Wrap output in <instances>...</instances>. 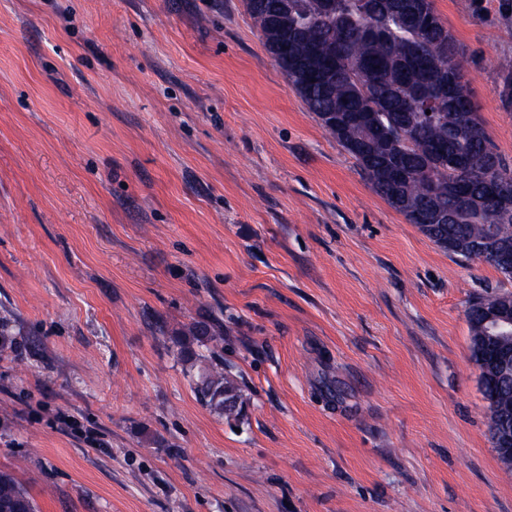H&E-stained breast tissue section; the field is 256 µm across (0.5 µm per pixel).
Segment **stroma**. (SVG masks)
<instances>
[{"label": "stroma", "mask_w": 512, "mask_h": 512, "mask_svg": "<svg viewBox=\"0 0 512 512\" xmlns=\"http://www.w3.org/2000/svg\"><path fill=\"white\" fill-rule=\"evenodd\" d=\"M512 164V0H434ZM243 0H0V470L37 512H512L467 309ZM201 347L245 402L203 404Z\"/></svg>", "instance_id": "1"}]
</instances>
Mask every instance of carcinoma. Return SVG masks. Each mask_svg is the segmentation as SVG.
I'll use <instances>...</instances> for the list:
<instances>
[{"mask_svg": "<svg viewBox=\"0 0 512 512\" xmlns=\"http://www.w3.org/2000/svg\"><path fill=\"white\" fill-rule=\"evenodd\" d=\"M244 0L264 49L289 86L355 159L371 188L438 246L472 258L493 227L512 240V215L485 202L488 179L512 196V166L492 145L472 100L443 97L438 83L464 75L463 48L434 0ZM502 101L512 106V60L501 64ZM431 114H426V111ZM451 214L426 224L430 211ZM198 366L196 391L214 412L238 415L233 381L182 348ZM0 512H36L10 471H0Z\"/></svg>", "mask_w": 512, "mask_h": 512, "instance_id": "obj_1", "label": "carcinoma"}]
</instances>
